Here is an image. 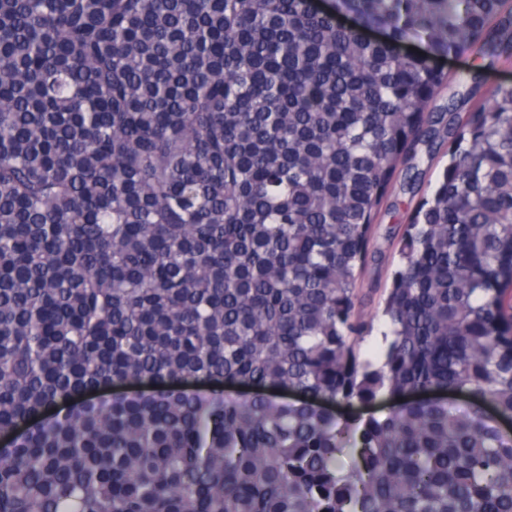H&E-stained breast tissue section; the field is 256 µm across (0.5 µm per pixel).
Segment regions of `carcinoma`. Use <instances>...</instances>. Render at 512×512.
<instances>
[{
    "label": "carcinoma",
    "instance_id": "cac0c4a2",
    "mask_svg": "<svg viewBox=\"0 0 512 512\" xmlns=\"http://www.w3.org/2000/svg\"><path fill=\"white\" fill-rule=\"evenodd\" d=\"M310 2L0 0V512H512V88L432 106L512 4ZM480 62L472 54L450 55L433 59V63L447 71L449 75L468 72ZM447 163L448 146L431 156L422 147L419 155V169L423 172L420 191L412 198L409 194H403L397 186L389 199V205L392 206L383 211L375 221L378 226L374 248L380 253L375 260L369 261L357 284L359 311L365 319H374V328L369 334L370 337L366 338L364 348L379 347L382 343L381 332L385 328V322L381 317V302L398 263L394 244L385 239L386 231L392 228L396 233H402L418 203L434 188ZM392 404L393 403L390 401L377 400L370 404L354 403L353 406L341 405L336 406V413L344 418L356 416H363L365 418L369 414H375L378 417H383L388 413Z\"/></svg>",
    "mask_w": 512,
    "mask_h": 512
}]
</instances>
